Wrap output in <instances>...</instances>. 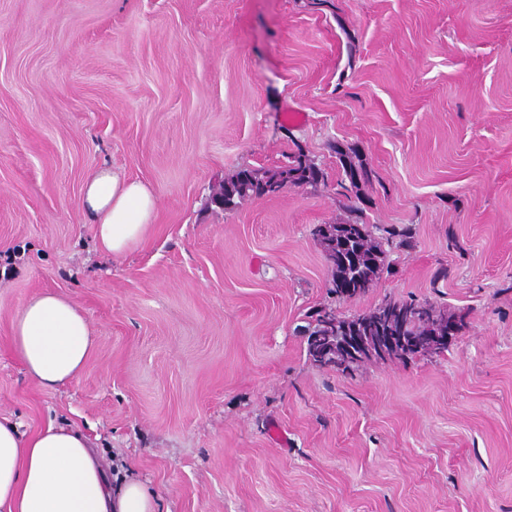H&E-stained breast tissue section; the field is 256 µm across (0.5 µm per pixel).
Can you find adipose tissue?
<instances>
[{
	"mask_svg": "<svg viewBox=\"0 0 512 512\" xmlns=\"http://www.w3.org/2000/svg\"><path fill=\"white\" fill-rule=\"evenodd\" d=\"M84 208L107 252L120 255L152 226L157 199L142 181L104 166L83 185ZM90 324L72 299L34 295L16 312L11 348L41 387L76 379L91 349ZM156 495L140 480L109 478L88 439L48 424L27 435L0 419V512H158Z\"/></svg>",
	"mask_w": 512,
	"mask_h": 512,
	"instance_id": "ef3b65f1",
	"label": "adipose tissue"
}]
</instances>
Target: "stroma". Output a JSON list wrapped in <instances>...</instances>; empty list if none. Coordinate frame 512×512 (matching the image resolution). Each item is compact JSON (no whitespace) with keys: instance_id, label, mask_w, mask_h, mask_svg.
Segmentation results:
<instances>
[{"instance_id":"stroma-1","label":"stroma","mask_w":512,"mask_h":512,"mask_svg":"<svg viewBox=\"0 0 512 512\" xmlns=\"http://www.w3.org/2000/svg\"><path fill=\"white\" fill-rule=\"evenodd\" d=\"M294 153L319 182L212 203ZM103 166L158 199L119 256L83 215ZM357 203L415 245L346 301L315 230ZM45 290L92 332L53 390L9 342ZM386 299L466 324L439 356L308 360L310 312ZM0 417L79 431L161 512H512V0H0ZM336 154L339 155L343 172L353 187L357 188L360 183H368L371 181L373 176L372 171L361 161L355 162L352 157L338 149Z\"/></svg>"}]
</instances>
